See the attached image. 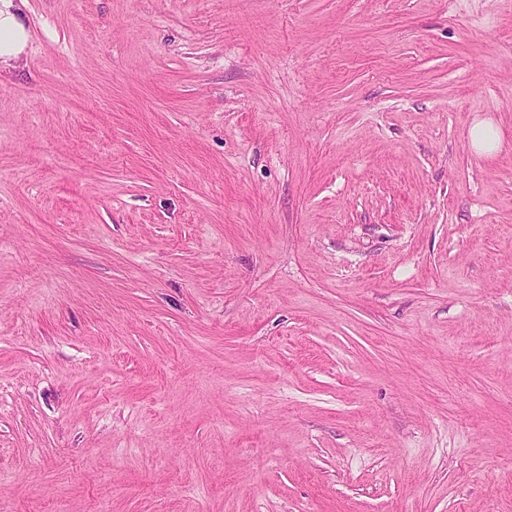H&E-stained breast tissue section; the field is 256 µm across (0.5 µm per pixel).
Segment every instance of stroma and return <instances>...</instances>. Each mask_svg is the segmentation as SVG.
I'll return each mask as SVG.
<instances>
[{
  "mask_svg": "<svg viewBox=\"0 0 512 512\" xmlns=\"http://www.w3.org/2000/svg\"><path fill=\"white\" fill-rule=\"evenodd\" d=\"M24 14L0 512H512V0ZM467 142L477 154L493 155L502 147L501 129L493 120L475 121L468 131Z\"/></svg>",
  "mask_w": 512,
  "mask_h": 512,
  "instance_id": "obj_1",
  "label": "stroma"
}]
</instances>
